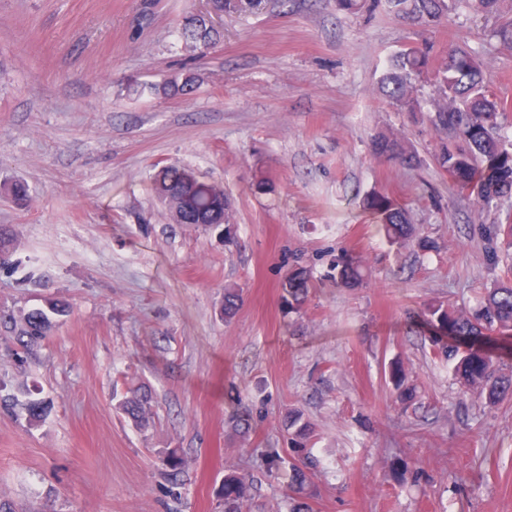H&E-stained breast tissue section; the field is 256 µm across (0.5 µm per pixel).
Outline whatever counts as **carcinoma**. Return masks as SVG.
<instances>
[{"label":"carcinoma","mask_w":512,"mask_h":512,"mask_svg":"<svg viewBox=\"0 0 512 512\" xmlns=\"http://www.w3.org/2000/svg\"><path fill=\"white\" fill-rule=\"evenodd\" d=\"M463 3L487 15L499 14L500 0H387L397 17L424 28L448 19ZM182 37L189 48L202 52L211 44L212 30L202 16L192 14L185 18ZM494 37L501 45L512 49V18H499ZM380 82L388 104L402 112L420 111L421 90L426 86L433 88L437 99L429 121L446 135L436 154L440 168L464 184L470 181L476 167H482L477 195L483 205L495 207L496 212L492 223L478 226V233L485 242L489 269L499 268L501 273L485 289L472 311L463 312L452 305L434 302L424 306L422 316L431 328V352L452 364L460 391L479 395L484 405L493 409L512 399V368L493 361L484 350L490 335L512 334V141L501 134L500 122V118L512 110V103L501 96L493 100L486 96L489 79L482 63L471 52L456 47L438 53L434 44L427 40L409 43L395 53ZM193 84L189 76L174 77L155 85V91L164 96L185 95L193 89ZM374 150L377 155L404 165L420 162L416 152L396 136L377 138ZM152 190L176 224H204L214 229L228 224L232 203L224 189L200 183L185 166L159 167L153 176ZM369 208L389 244L405 246L414 242L422 250L431 247L429 240L418 236L405 209L389 197H372ZM4 252L11 259L0 265V271H17L20 262L14 259V235L8 227L0 225V254ZM330 274L336 285L343 288H359L369 280L363 261L344 250L333 260ZM280 288L284 312L300 313L314 289L310 269L296 262L283 277ZM242 301L240 289L234 285L224 286V319H231ZM65 313L66 308L55 302L44 309L29 311L19 328V338L26 337L32 342L47 336L56 325L57 317ZM448 334L460 339L461 344L445 342L443 337ZM388 379L394 404L403 410L417 404V388L410 382L401 360L389 363ZM148 400L147 394L135 391L120 399L117 408L134 424L142 425L146 422ZM285 430L288 458L275 456L269 460V465L278 469L288 463L291 491L288 512H312L311 502L317 496L314 477L320 467V460L313 452L316 429L300 410L290 408L285 417ZM165 463L171 483H178L182 457L172 450ZM219 496L224 512H242L248 485L235 468H229L224 474Z\"/></svg>","instance_id":"obj_1"}]
</instances>
